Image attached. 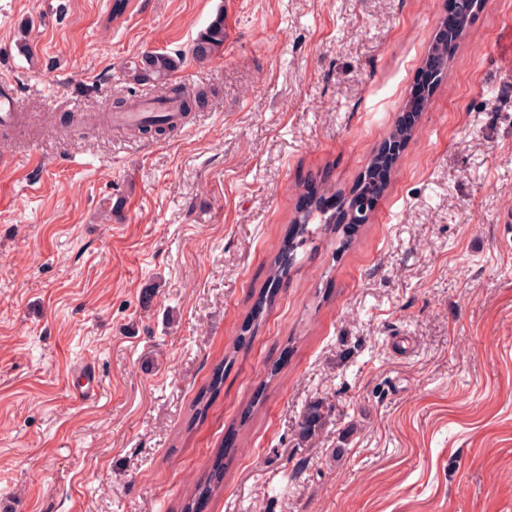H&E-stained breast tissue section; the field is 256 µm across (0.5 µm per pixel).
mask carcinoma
Instances as JSON below:
<instances>
[{"label":"carcinoma","instance_id":"cac0c4a2","mask_svg":"<svg viewBox=\"0 0 512 512\" xmlns=\"http://www.w3.org/2000/svg\"><path fill=\"white\" fill-rule=\"evenodd\" d=\"M225 28L224 13L219 12L195 39L191 53L197 59H207L224 46ZM181 65V59L166 52H146L137 60L130 62L123 69V79L127 84L153 86L157 96H166L180 100L182 110L188 112L197 103L204 99L205 92L202 90H189L180 86L169 84V79ZM373 206L374 202L354 194L349 200L345 214L348 224L345 225V232L349 233L359 225L360 209L362 205ZM336 223V216L326 215L318 210V205L308 203L294 219L293 230L283 242L280 252L269 264L268 288L257 302L252 319L257 321L266 313L274 302L275 288L281 279L288 275L292 268L294 252L313 240L314 236L328 228V225ZM325 425L324 406L321 403H314L309 406L298 424L299 438L307 442L315 437ZM224 478V454H219L208 474L195 486L193 496L184 502L182 512H197V504L215 494L220 488Z\"/></svg>","mask_w":512,"mask_h":512}]
</instances>
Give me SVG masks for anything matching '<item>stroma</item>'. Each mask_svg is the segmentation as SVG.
<instances>
[{
	"mask_svg": "<svg viewBox=\"0 0 512 512\" xmlns=\"http://www.w3.org/2000/svg\"><path fill=\"white\" fill-rule=\"evenodd\" d=\"M447 2L0 0L30 119L0 138L7 512H181L219 454L201 512H512V0L472 15L369 222L298 253L244 328L304 185L350 196ZM150 51L209 92L185 128L70 123L152 96L120 79ZM224 39V14L218 12L205 30L195 39L191 48L192 56L202 60L213 56L224 46ZM325 425V412L322 403H314L309 406L298 424V436L308 442L316 438ZM224 478V457L218 455L208 474L195 486L193 496L184 502L182 512H196L200 501L208 499L220 488Z\"/></svg>",
	"mask_w": 512,
	"mask_h": 512,
	"instance_id": "35a3bbf8",
	"label": "stroma"
}]
</instances>
